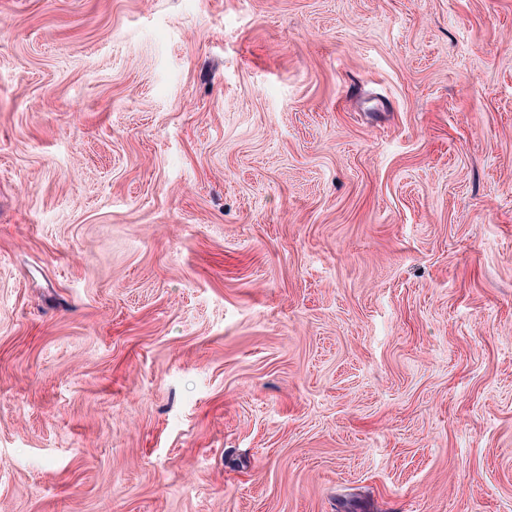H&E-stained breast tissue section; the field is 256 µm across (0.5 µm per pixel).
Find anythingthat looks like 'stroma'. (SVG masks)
<instances>
[{
	"label": "stroma",
	"instance_id": "35a3bbf8",
	"mask_svg": "<svg viewBox=\"0 0 512 512\" xmlns=\"http://www.w3.org/2000/svg\"><path fill=\"white\" fill-rule=\"evenodd\" d=\"M512 512V0H0V512Z\"/></svg>",
	"mask_w": 512,
	"mask_h": 512
}]
</instances>
